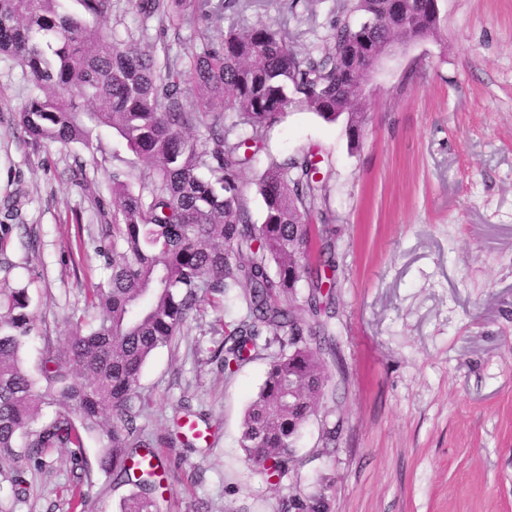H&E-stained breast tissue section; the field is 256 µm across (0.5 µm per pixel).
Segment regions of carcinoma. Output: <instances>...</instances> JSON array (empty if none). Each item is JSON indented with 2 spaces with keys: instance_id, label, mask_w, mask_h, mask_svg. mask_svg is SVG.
Segmentation results:
<instances>
[{
  "instance_id": "obj_1",
  "label": "carcinoma",
  "mask_w": 512,
  "mask_h": 512,
  "mask_svg": "<svg viewBox=\"0 0 512 512\" xmlns=\"http://www.w3.org/2000/svg\"><path fill=\"white\" fill-rule=\"evenodd\" d=\"M241 0H130L147 17L169 21L220 19ZM102 16L112 0H80ZM395 0H349L332 21L333 46L300 56L288 33L257 22L225 32L190 55L186 67L119 45L82 16L60 11L58 0H0V54L15 58L31 92L17 127L33 144H90L95 128L115 130L141 157L138 177L112 174V240L95 247L108 270L87 294L93 313L73 325L66 346L47 348L36 373L23 363L36 328L27 289L0 304V461L14 465L12 483L42 468L55 448H67L74 491L87 480L84 448L100 443L98 466L136 491L120 512H157L154 494L163 470L154 449L175 438H201L195 424L154 441L139 424L142 368L171 345L208 297L232 298L245 314L223 324L214 358L233 371L252 359L256 341L279 344L247 406L241 432L245 462L268 478L294 472L301 431L328 385L324 354L335 287V250H313L308 217L325 191L316 154L273 161L256 182L263 222L243 203L242 170L260 148L265 129L290 105L327 123L345 117L350 145L365 123L363 79L374 48L399 37L437 35L440 0H409L395 18ZM237 121H224V109ZM204 130L203 140L189 132ZM310 288L309 317L287 299L302 279ZM54 413L43 418V409ZM282 512H327L324 492L295 496Z\"/></svg>"
}]
</instances>
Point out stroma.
<instances>
[{
    "instance_id": "35a3bbf8",
    "label": "stroma",
    "mask_w": 512,
    "mask_h": 512,
    "mask_svg": "<svg viewBox=\"0 0 512 512\" xmlns=\"http://www.w3.org/2000/svg\"><path fill=\"white\" fill-rule=\"evenodd\" d=\"M345 0H245L219 22L143 18L129 0L95 26L156 59L187 58L202 35L263 22L296 53L330 46ZM31 83L0 56V225L10 228L0 293L27 288L38 328L24 352L36 370L64 347L86 297L105 275L95 247L112 210V172L144 164L112 129L91 146L30 143L16 114ZM358 146L344 123L289 106L241 173L253 223L256 182L271 162L317 153L336 252L334 399L320 403L299 441L294 476L273 484L239 444L245 409L277 346L258 344L227 372L212 354L224 303L203 299L175 343L145 363L141 423L153 439L184 412L207 441L163 449L168 491L159 512H281L323 489L329 512H512V0H442L436 36L377 76ZM342 420L334 446L323 425ZM89 512H116L132 486L97 467L88 440ZM66 449L30 469L25 495L0 475V512H73Z\"/></svg>"
}]
</instances>
